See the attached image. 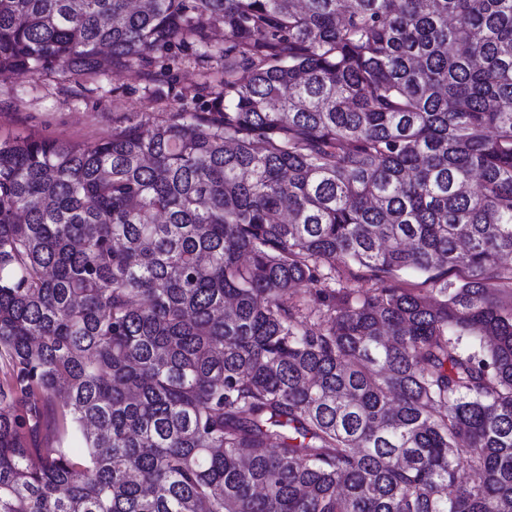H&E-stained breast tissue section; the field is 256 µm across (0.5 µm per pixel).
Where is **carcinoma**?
<instances>
[{
    "mask_svg": "<svg viewBox=\"0 0 512 512\" xmlns=\"http://www.w3.org/2000/svg\"><path fill=\"white\" fill-rule=\"evenodd\" d=\"M185 49L0 136V512H512V0H0V72ZM201 80L188 57L159 93L146 88L137 72L78 81L60 73L16 74L0 79V135L32 134L60 143L100 140L112 136V127L125 117L147 120L177 108L181 94ZM112 88L117 90L112 93Z\"/></svg>",
    "mask_w": 512,
    "mask_h": 512,
    "instance_id": "obj_1",
    "label": "carcinoma"
}]
</instances>
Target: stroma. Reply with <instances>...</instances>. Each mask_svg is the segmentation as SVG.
I'll return each mask as SVG.
<instances>
[{
	"label": "stroma",
	"instance_id": "35a3bbf8",
	"mask_svg": "<svg viewBox=\"0 0 512 512\" xmlns=\"http://www.w3.org/2000/svg\"><path fill=\"white\" fill-rule=\"evenodd\" d=\"M200 80L189 59L157 93L129 71L77 81L59 73L19 74L0 80V135L32 134L60 143L100 140L125 117L147 120L177 108L181 94Z\"/></svg>",
	"mask_w": 512,
	"mask_h": 512
}]
</instances>
